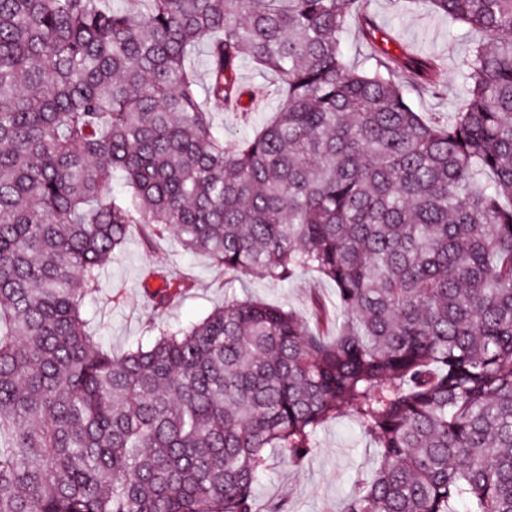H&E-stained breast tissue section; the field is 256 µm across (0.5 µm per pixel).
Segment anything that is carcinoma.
<instances>
[{"mask_svg": "<svg viewBox=\"0 0 512 512\" xmlns=\"http://www.w3.org/2000/svg\"><path fill=\"white\" fill-rule=\"evenodd\" d=\"M421 2L484 34L447 123L395 80L437 94V61L387 51L362 0H0V512H280L269 450L304 460L345 410L381 462L341 512H512V0ZM246 57L278 108L228 145ZM132 224L316 272L336 335L233 300L113 357L82 307ZM152 278L158 311L185 290ZM343 50L350 62L359 64L368 53L365 43L359 35L358 23L353 18L349 21L342 35Z\"/></svg>", "mask_w": 512, "mask_h": 512, "instance_id": "cac0c4a2", "label": "carcinoma"}]
</instances>
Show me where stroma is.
Here are the masks:
<instances>
[{"label":"stroma","mask_w":512,"mask_h":512,"mask_svg":"<svg viewBox=\"0 0 512 512\" xmlns=\"http://www.w3.org/2000/svg\"><path fill=\"white\" fill-rule=\"evenodd\" d=\"M364 2L368 14L390 36L391 50L407 48L439 61L446 86L443 94L434 95L407 76L402 82L423 117L450 119L467 96L461 72L473 44L481 40V32L451 25L411 0ZM240 76L246 87L264 92L265 97L261 108L245 117L236 112H213L214 127L229 143L260 130L275 106L272 84L255 71L251 61H243ZM159 267L186 285L172 308L162 313L154 311L142 288L148 271ZM233 299L259 300L311 321L323 311L327 314L322 326L325 335L336 331V288L316 273L305 271L286 283L236 275L205 256L186 251L173 234L146 247L137 224L131 225L121 251L105 267L101 291L86 301L84 315L90 331L102 336L118 356L136 342L151 341L153 324L196 323L215 306ZM316 444L314 453L301 462L289 459L281 450H271L268 469L255 489L260 503L281 506L283 512H339L357 476L370 475L379 465L376 443L364 435L352 413H343L321 426Z\"/></svg>","instance_id":"35a3bbf8"}]
</instances>
